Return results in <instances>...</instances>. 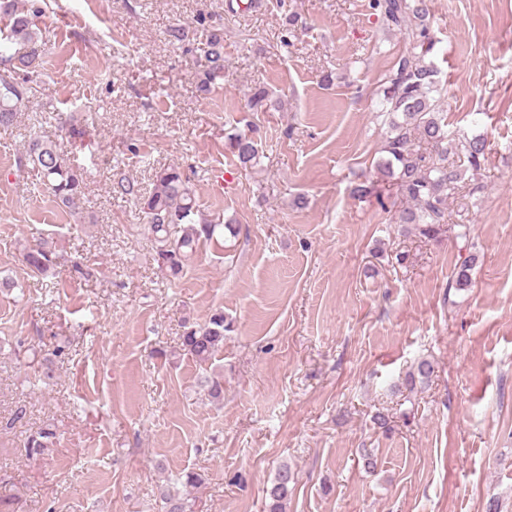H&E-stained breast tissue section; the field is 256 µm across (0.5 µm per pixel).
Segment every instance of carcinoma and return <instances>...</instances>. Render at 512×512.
Wrapping results in <instances>:
<instances>
[{
	"label": "carcinoma",
	"instance_id": "cac0c4a2",
	"mask_svg": "<svg viewBox=\"0 0 512 512\" xmlns=\"http://www.w3.org/2000/svg\"><path fill=\"white\" fill-rule=\"evenodd\" d=\"M372 6L389 28L405 35L410 46L386 80L383 110L391 120L384 146L386 157L377 167L407 203L398 211L395 223L404 232L414 230L423 237L436 238L447 230L448 201L463 189L466 172L474 176L482 169L487 141L448 130L439 97L438 70L433 62L426 61L436 45L426 0H372ZM44 12L39 0H0V127L13 125L17 113L29 102L33 76L43 64L40 48L49 41L50 31L34 21ZM204 45L207 66L200 90L208 92L214 81L224 76V36L207 31ZM224 150L244 170L260 162L257 139L251 131L227 134ZM452 152L464 156L465 168L448 162ZM19 164L32 165L43 185L64 207H76L84 188L83 168L53 141L32 138ZM138 205L158 261L172 277L182 273L201 246L217 243V236L226 232L232 237L240 232L239 225L230 221L213 223L201 217L190 180L177 166L156 171L152 189L139 198ZM25 260L33 274L44 277L55 273L59 255L52 242L44 240L26 252ZM474 262L470 258L456 268L454 288L461 290L470 285ZM232 331L233 322L224 317V312H216L208 322L187 327L182 350L205 366L224 347V336ZM433 373L432 363L422 360L406 375L405 387L425 384ZM293 483V471L282 465L266 490L268 512H285ZM160 497L162 512H193L187 498L168 488L160 492Z\"/></svg>",
	"mask_w": 512,
	"mask_h": 512
}]
</instances>
